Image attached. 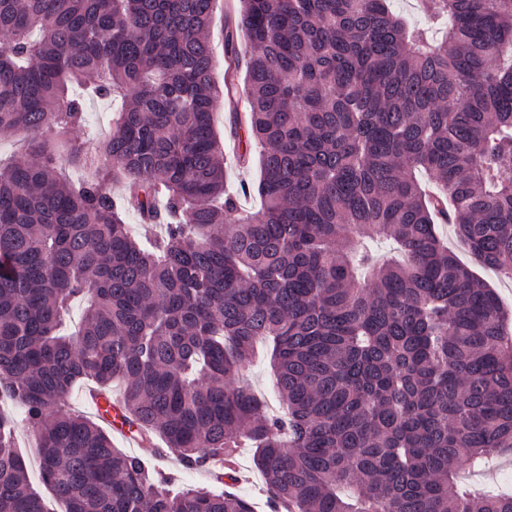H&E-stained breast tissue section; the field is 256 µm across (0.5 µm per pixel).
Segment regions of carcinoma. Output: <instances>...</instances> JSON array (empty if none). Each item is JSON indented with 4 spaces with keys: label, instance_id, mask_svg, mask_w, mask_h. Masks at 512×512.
I'll use <instances>...</instances> for the list:
<instances>
[{
    "label": "carcinoma",
    "instance_id": "1",
    "mask_svg": "<svg viewBox=\"0 0 512 512\" xmlns=\"http://www.w3.org/2000/svg\"><path fill=\"white\" fill-rule=\"evenodd\" d=\"M214 2L0 0V131L30 136L0 165V394L42 483L63 512H255L173 492L62 408L75 384L119 378L124 421L184 464L252 447L283 512H512L457 482L512 451V312L437 231L512 279V0H432L439 40L388 0H238L221 84ZM242 65L255 213L229 194L213 126ZM75 85L121 100L106 139L78 140ZM130 210L170 222L145 242ZM376 238L401 257H376ZM259 342L280 415L238 382ZM14 436L1 412L0 512H48ZM4 411L12 415L17 420V445L19 446L20 450L25 456L31 481L33 482V484L41 486L49 502L50 508L55 510L54 512H60L62 510L61 505H58L52 500L49 492L42 485L38 457L33 448V441L32 439L29 438L27 429L24 426L23 412L21 408L16 406L15 404H10L8 407L4 409Z\"/></svg>",
    "mask_w": 512,
    "mask_h": 512
}]
</instances>
